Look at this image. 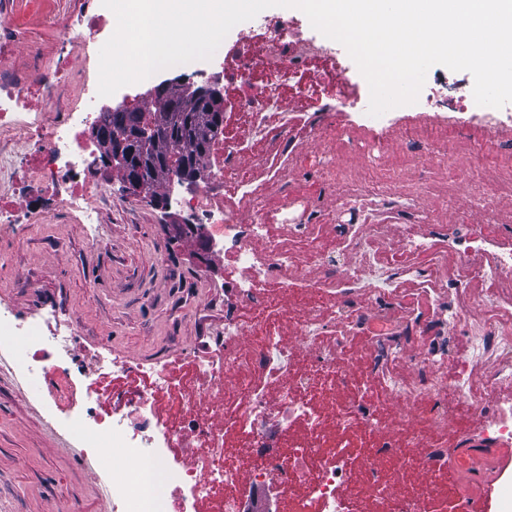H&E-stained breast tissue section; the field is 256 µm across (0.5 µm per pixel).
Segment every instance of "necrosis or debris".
Wrapping results in <instances>:
<instances>
[{"instance_id": "1", "label": "necrosis or debris", "mask_w": 512, "mask_h": 512, "mask_svg": "<svg viewBox=\"0 0 512 512\" xmlns=\"http://www.w3.org/2000/svg\"><path fill=\"white\" fill-rule=\"evenodd\" d=\"M111 24L107 8L84 14L63 27L54 66L0 79V152L27 148L24 164L0 171L9 197L0 201L1 225L27 223L30 198L45 191L79 223H96L108 183L92 138L102 118L98 64L86 51ZM253 27L260 39L241 32L222 70L252 139L216 137L182 199L189 221L212 225L231 262L224 329L193 357V393L171 418L155 412L171 383L166 363L151 366L148 389L125 390L111 414L99 413L106 380L132 371L103 357L82 390L86 414L69 425L92 455L119 457L113 512H250L244 472L266 488L272 512H438L437 486L407 483L415 468L434 475L457 466L475 495L502 488L500 462L512 453V211L493 201L512 191V148L496 134L512 120V103L480 106L468 85H454L440 96L450 127L475 126L479 135L449 136L425 116L399 132L395 153L386 116L368 115L361 97H336V107L357 112L353 126L336 122L317 81L300 88L309 113L281 107L279 83L304 77L311 60L333 62L335 80H345L339 45L306 38L294 16L268 15ZM75 71L78 100L64 93ZM38 100L58 105L54 123L32 112ZM306 135L316 149L305 147ZM256 142L288 157L298 178L257 179L248 162ZM355 169L368 186L337 194ZM306 174L314 188H305ZM462 189L489 213L486 223L457 209L444 224L424 205L434 197L455 207ZM0 335L18 342L20 373L64 371L68 337L46 340L38 324L1 310ZM355 336L367 340L356 374L346 364ZM459 337L466 351L455 357ZM49 344L58 351L50 362ZM302 345L315 348L303 363ZM477 364L487 368L491 399L471 387ZM377 385L404 405L392 420L380 414ZM460 402L478 425L452 453L425 433L447 431ZM188 446L199 455L171 468L170 457Z\"/></svg>"}]
</instances>
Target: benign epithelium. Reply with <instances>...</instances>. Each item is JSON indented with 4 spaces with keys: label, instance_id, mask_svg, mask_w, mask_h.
<instances>
[{
    "label": "benign epithelium",
    "instance_id": "1",
    "mask_svg": "<svg viewBox=\"0 0 512 512\" xmlns=\"http://www.w3.org/2000/svg\"><path fill=\"white\" fill-rule=\"evenodd\" d=\"M178 93L193 99L199 108L220 121L224 113V89L217 82L201 85L188 84L177 77L162 81L149 91V95L163 103L169 102ZM102 158L117 165L122 171L125 188L135 194L146 193V177L141 162L153 153V138L150 130L126 120L117 122L113 131L98 134Z\"/></svg>",
    "mask_w": 512,
    "mask_h": 512
}]
</instances>
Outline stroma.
Here are the masks:
<instances>
[{
	"label": "stroma",
	"mask_w": 512,
	"mask_h": 512,
	"mask_svg": "<svg viewBox=\"0 0 512 512\" xmlns=\"http://www.w3.org/2000/svg\"><path fill=\"white\" fill-rule=\"evenodd\" d=\"M61 45L33 23L8 58L28 71L31 55L53 63ZM108 196L96 225L78 223L39 199L33 224L0 232V308L44 318L73 338L70 379L20 376L0 341V512H112L114 461L88 454L64 425L99 357L130 365L175 362L201 352L224 325L229 261L179 234L183 215L126 191L118 168L104 166Z\"/></svg>",
	"instance_id": "1"
}]
</instances>
